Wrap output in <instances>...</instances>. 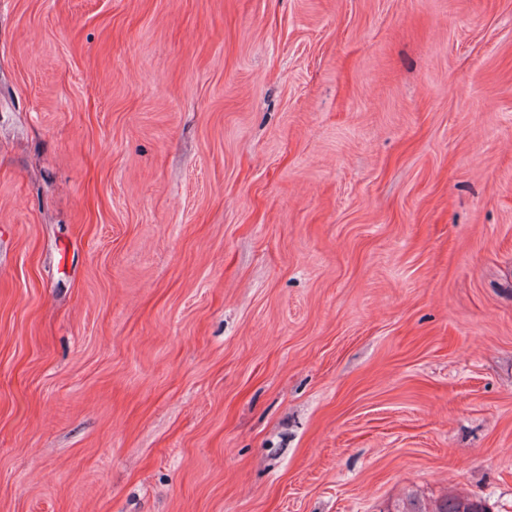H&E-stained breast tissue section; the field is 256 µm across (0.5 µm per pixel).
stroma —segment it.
<instances>
[{
	"label": "stroma",
	"mask_w": 512,
	"mask_h": 512,
	"mask_svg": "<svg viewBox=\"0 0 512 512\" xmlns=\"http://www.w3.org/2000/svg\"><path fill=\"white\" fill-rule=\"evenodd\" d=\"M512 512V0H0V512ZM431 512H488L482 501L461 493L448 496Z\"/></svg>",
	"instance_id": "obj_1"
}]
</instances>
